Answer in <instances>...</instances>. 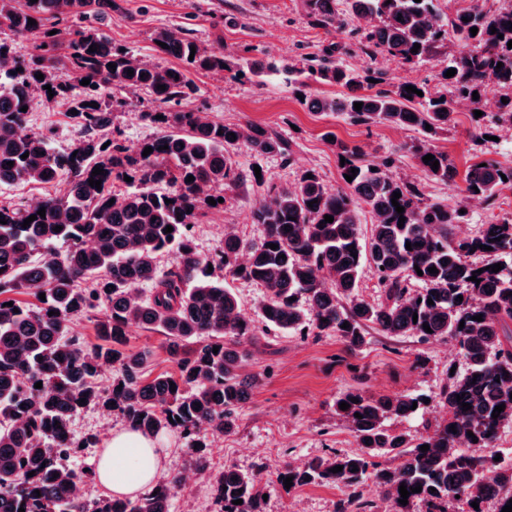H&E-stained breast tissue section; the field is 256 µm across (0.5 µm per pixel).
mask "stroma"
Returning <instances> with one entry per match:
<instances>
[{"label":"stroma","mask_w":512,"mask_h":512,"mask_svg":"<svg viewBox=\"0 0 512 512\" xmlns=\"http://www.w3.org/2000/svg\"><path fill=\"white\" fill-rule=\"evenodd\" d=\"M96 23L113 46L131 51L141 61L153 64L160 57L155 49V31L163 26L189 29L205 45L264 62L304 66L306 58L330 46L342 50L344 65L359 74L384 72L387 85L405 81L427 83L438 88L439 74L459 47L448 42L438 57L413 67L387 55L374 58L361 53L345 31L328 32L314 27L302 0H112ZM197 92L184 103L211 121L258 124L281 132L291 146L289 157H256L239 149L236 159L245 169L260 167L266 184L289 186L309 169L315 170L331 189L341 184L337 168V143L359 147L367 160L394 161L397 176L416 182L427 199L450 204L459 200L455 183L437 181L423 173L410 150L420 141L416 130L388 125L364 126L343 115L307 111L296 98L293 85L280 76L267 74L249 80L230 74L191 73ZM124 104L112 112V124L126 144H135L157 134V127L142 120V113L155 105L146 91L124 94ZM470 107L458 108L456 124L433 136V147L447 153L458 176L478 161L512 166V128L500 123L490 136L475 130ZM27 131L52 137L56 150H69L73 132L64 102L38 103L29 116ZM207 195L220 198L214 208H203L192 228L198 253L210 258L220 249L225 230H233L244 245L257 243L261 225L251 215L265 197L264 187L250 183L232 189L222 184L207 188ZM214 278L237 295L242 315L257 328L255 336L243 339L245 369L258 383L249 401L238 413V426L228 435H208L210 474L193 485L179 487L170 512H215L213 474L233 465L260 470L268 499L265 512H336L341 493L332 485H307L286 489L277 481L284 464L303 466L317 456L356 450L357 442L345 418L336 413V400L346 392L366 395L426 394L438 392L448 381V366L457 360L454 341L417 343L407 336L390 337L369 330L365 345L349 351L337 337L303 338L266 326L260 306L262 288L213 268ZM127 350L148 353V377L171 372L175 364L165 349L161 332L130 328ZM125 420L102 405L89 404L72 418V435L84 443L66 461L67 467L84 473L82 497L95 503L105 497L93 471L94 460L114 431L125 428Z\"/></svg>","instance_id":"stroma-1"}]
</instances>
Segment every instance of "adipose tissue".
I'll use <instances>...</instances> for the list:
<instances>
[{
  "label": "adipose tissue",
  "instance_id": "obj_1",
  "mask_svg": "<svg viewBox=\"0 0 512 512\" xmlns=\"http://www.w3.org/2000/svg\"><path fill=\"white\" fill-rule=\"evenodd\" d=\"M156 438L131 428L115 432L96 465L98 483L115 496H136L150 488L163 467Z\"/></svg>",
  "mask_w": 512,
  "mask_h": 512
}]
</instances>
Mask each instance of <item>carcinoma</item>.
<instances>
[{"mask_svg":"<svg viewBox=\"0 0 512 512\" xmlns=\"http://www.w3.org/2000/svg\"><path fill=\"white\" fill-rule=\"evenodd\" d=\"M111 2L0 0V35L20 39L43 34L33 42L20 71L0 68V186L66 183L62 194L43 199L35 208L0 207V220H5L0 223V294L23 288L45 294L34 308L17 301L10 306L0 299V512H19L21 507L25 512H169L174 491L183 483L179 474L134 501L110 496L88 508L75 494L80 475L63 465L79 447L69 435L73 415L96 402L119 412L145 435L176 429L194 467L207 471L202 430L222 435L235 431L238 411L256 383L255 377L242 373L245 354L231 345L233 339L255 335L254 325L242 318L236 295L211 279V261L199 256L190 226L198 220L208 186L263 183L254 170L240 168L233 150L243 146L258 156H287L290 146L274 129L208 121L181 103L197 91L188 77L192 70L226 71L247 79L267 70L291 77L297 70L290 65L267 67L222 47L204 46L178 27L154 34V41L167 44L156 46L158 54L179 61L177 66L143 63L114 48L98 30L82 29L68 41L67 72H59L57 35L49 34L46 23L99 17ZM345 2L343 13L336 0H303L312 24L326 31L348 27L349 16L378 19L350 30L355 45L369 57L384 54L419 65L436 58L452 39L463 49L448 61L456 74L444 78L447 94L409 81L377 89L371 80L383 84L382 72L361 76L343 65L336 48H327L307 72L349 93L320 97L302 90L306 83L296 79L302 105L309 111L339 112L365 125L411 127L430 138L455 123L458 101L471 102L473 92L494 89L506 98L498 103L497 121L512 125V48L507 46L512 40V6L492 12L480 0H470L450 18L440 12L437 0ZM30 18L35 25L28 24ZM473 27L478 28L475 35L470 33ZM416 43L420 49L414 52ZM92 45L97 51H89ZM110 63L116 69L109 68ZM130 70L134 75H128ZM40 73L42 80L36 78ZM84 79L90 84L81 85ZM46 85L51 90L44 89ZM109 85L120 91H147L157 109L141 117L161 125L162 131L134 145L121 142L120 132L112 127L116 100L102 94ZM159 85L165 89H157ZM409 85L423 95L407 92ZM364 86L371 92H358ZM76 88L80 92L74 95ZM36 90L67 100L75 134L71 150L58 152L48 135L23 132ZM356 102L362 103L359 111ZM94 103L98 107H92ZM164 145L168 149H162ZM147 147L153 152L145 156ZM25 153L28 157L21 158ZM428 154L438 160V171L423 161ZM414 155L427 175L454 180L448 154L423 143L414 147ZM337 156L345 158L339 174L358 169L352 181L344 179L340 188L331 190L312 170L310 179L304 173L291 186L270 188L268 198L252 212L253 223L264 228L263 239L246 249L236 235L225 234L219 263L231 276L266 290L261 318L269 325L316 337L333 335L352 351L365 344L369 328L385 336H412L422 344L450 338L467 368L430 396L341 395L336 403L345 402L349 408L336 412L350 422L358 450L316 457L301 468L286 464L277 481L290 477L294 488L336 485L343 491L336 512H415L419 505L426 512H484L489 502L495 512H502L512 499V461H497L494 453L477 456L470 449L494 447L500 431L512 425V336L500 334L512 322V218L460 236L455 229L466 221L460 213L467 209L465 203L425 201L418 185L396 176L390 160L367 161L344 144L338 145ZM9 161L13 166H7ZM96 167L104 174L92 175ZM126 176L132 178L131 190L121 197L111 194L112 184ZM189 176L194 180L187 181ZM91 178L101 181V188L90 186ZM464 182L465 199L493 200L501 188L512 186V167L490 162L482 167L476 162ZM396 192L405 208L401 214L392 205ZM42 207L43 218L38 216ZM365 209L375 218L367 238L359 228ZM32 215L36 220L23 227ZM327 215L334 221L326 222ZM401 216L405 222L400 228ZM168 225L173 231L166 234ZM270 243L278 248H269ZM484 245L492 250L482 249ZM60 246L66 247L62 253L57 252ZM169 251L176 252L177 263L161 272L157 258ZM476 257L482 261H474ZM497 263L503 269L490 271ZM366 264L384 286V300L377 304L357 292ZM432 266L438 273H429ZM472 276L480 282L471 281ZM89 278L94 287H77ZM146 283L152 284V291L142 299L137 288ZM99 308L103 317L97 321L98 335L111 345L87 349L65 338L70 316ZM50 311L54 315H48ZM479 314L481 322L474 320ZM425 324L431 332L424 330ZM133 326L156 329L166 337L175 372L143 379L145 354L125 349ZM109 363L118 375L110 390L101 391L94 379ZM39 381L42 388L37 389ZM354 398L358 402H352ZM426 398L442 408L443 416L427 423L417 440L387 425L392 417L417 414ZM464 403L471 409L463 410ZM502 404L504 411L493 418L494 408ZM357 413L362 418L355 417ZM425 444L429 450L423 452ZM382 456L401 463H382ZM335 466L343 470L331 472ZM368 481L380 492L383 507L363 498L359 488ZM402 484L422 487L409 495L406 505L398 502ZM214 492L220 512H264V492L253 471L224 466L214 477ZM237 499L243 503L233 504Z\"/></svg>","mask_w":512,"mask_h":512,"instance_id":"carcinoma-1","label":"carcinoma"}]
</instances>
